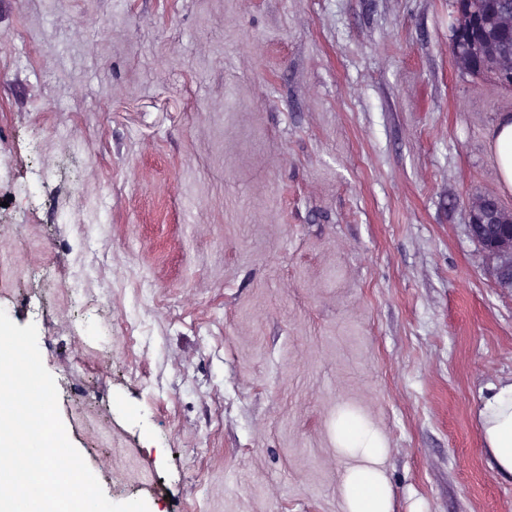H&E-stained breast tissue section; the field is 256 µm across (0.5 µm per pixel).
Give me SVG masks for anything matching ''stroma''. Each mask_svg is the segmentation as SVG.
<instances>
[{
    "mask_svg": "<svg viewBox=\"0 0 512 512\" xmlns=\"http://www.w3.org/2000/svg\"><path fill=\"white\" fill-rule=\"evenodd\" d=\"M451 0H0V308L71 443L149 512H343L332 424L383 434L394 512H512L477 420L512 208ZM470 211L467 210L469 237L480 247L489 263V270L495 283L501 288H512V227L501 229L498 233L490 229V224H472L470 212L476 222L488 219V207L493 204L492 218L495 224H511L512 211L503 206L493 195H475L468 198ZM492 232V233H491Z\"/></svg>",
    "mask_w": 512,
    "mask_h": 512,
    "instance_id": "35a3bbf8",
    "label": "stroma"
}]
</instances>
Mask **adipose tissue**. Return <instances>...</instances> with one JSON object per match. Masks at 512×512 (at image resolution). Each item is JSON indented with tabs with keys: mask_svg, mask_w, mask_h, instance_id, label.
<instances>
[{
	"mask_svg": "<svg viewBox=\"0 0 512 512\" xmlns=\"http://www.w3.org/2000/svg\"><path fill=\"white\" fill-rule=\"evenodd\" d=\"M485 449L496 469L512 476V379L493 386L478 412ZM336 451L344 460L340 492L345 512H392L386 473V441L363 415L338 407L333 424Z\"/></svg>",
	"mask_w": 512,
	"mask_h": 512,
	"instance_id": "obj_1",
	"label": "adipose tissue"
}]
</instances>
